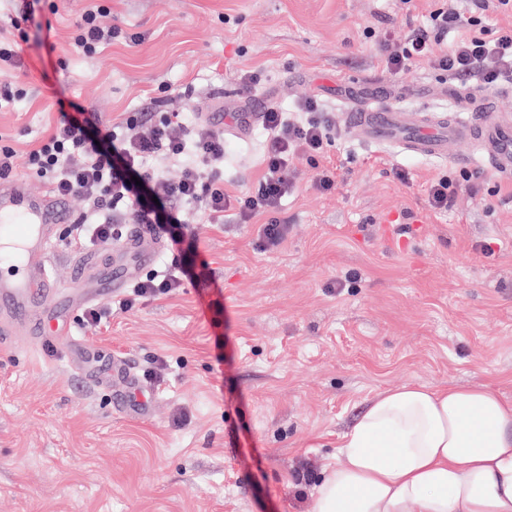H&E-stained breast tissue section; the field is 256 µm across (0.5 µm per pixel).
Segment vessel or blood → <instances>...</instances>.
Here are the masks:
<instances>
[{
  "label": "vessel or blood",
  "mask_w": 512,
  "mask_h": 512,
  "mask_svg": "<svg viewBox=\"0 0 512 512\" xmlns=\"http://www.w3.org/2000/svg\"><path fill=\"white\" fill-rule=\"evenodd\" d=\"M402 93L399 87L377 86L346 97L347 126L366 143L426 158H447L451 144L468 142L484 153L492 170L512 174V119L497 112L494 100L456 91L454 111L407 112L394 105ZM72 218L64 198L32 192L21 180L0 181L1 337L22 327L37 344L55 347L67 335L73 293L50 272L48 252L59 225ZM160 238L154 225H136L123 246L133 265L106 268L93 280L86 277L89 259L79 260L76 278L88 280L87 297L114 292L133 279L136 268L155 260Z\"/></svg>",
  "instance_id": "obj_1"
}]
</instances>
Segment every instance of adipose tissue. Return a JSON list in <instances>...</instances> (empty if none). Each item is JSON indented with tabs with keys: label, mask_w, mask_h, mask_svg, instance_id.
Returning <instances> with one entry per match:
<instances>
[{
	"label": "adipose tissue",
	"mask_w": 512,
	"mask_h": 512,
	"mask_svg": "<svg viewBox=\"0 0 512 512\" xmlns=\"http://www.w3.org/2000/svg\"><path fill=\"white\" fill-rule=\"evenodd\" d=\"M311 512H512V400L491 387L377 393Z\"/></svg>",
	"instance_id": "adipose-tissue-1"
}]
</instances>
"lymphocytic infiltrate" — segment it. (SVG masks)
<instances>
[{"instance_id": "1", "label": "lymphocytic infiltrate", "mask_w": 512, "mask_h": 512, "mask_svg": "<svg viewBox=\"0 0 512 512\" xmlns=\"http://www.w3.org/2000/svg\"><path fill=\"white\" fill-rule=\"evenodd\" d=\"M473 2L474 11L465 14L431 11L425 27L411 30L403 42L384 49V71L398 77L415 62L424 61L477 92L511 78L512 29L486 39L480 13L485 0ZM75 31L72 47L85 55L95 54L100 44L122 34L118 27L101 26L91 10L81 15ZM436 41L444 45L437 54L431 49ZM59 112L53 131L29 154L31 171L61 197L78 194L100 209L119 206L134 223L156 225L179 250L195 238L189 227L193 211L213 221L229 210L244 223L267 216L260 228L262 243L278 246L288 227L277 212L294 186L287 172L297 159L312 162L322 156L331 137L330 124L316 101L303 104L299 120L278 106H267L262 123L272 136L266 149V173L232 198L224 193L223 132L189 128L182 118L168 113L147 129L137 112L129 113L119 125L103 127L94 113L73 101L60 102ZM163 159L180 165L178 180L165 177L159 166ZM187 282L197 286L201 279L193 266L176 265L173 272L137 282L121 308L132 310L141 300L169 294Z\"/></svg>"}]
</instances>
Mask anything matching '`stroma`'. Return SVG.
I'll use <instances>...</instances> for the list:
<instances>
[{"mask_svg":"<svg viewBox=\"0 0 512 512\" xmlns=\"http://www.w3.org/2000/svg\"><path fill=\"white\" fill-rule=\"evenodd\" d=\"M24 22L28 95L0 110L11 177L46 186L28 154L60 117L58 99L105 124L184 112L220 128L218 113L319 100L333 135L318 165L299 161L279 216L285 241L263 248L260 218L195 227L185 286L108 316L71 320L73 340L121 359L153 397L142 415L116 406L118 381H92L33 342L0 344V512H310L336 443L369 398L403 384L491 385L512 398V176L457 145L431 161L392 154L345 127L341 94L389 82L377 33L403 41L438 8L468 0H55ZM139 34L92 56L69 42L80 15ZM257 77L253 88L245 78ZM224 192L264 175L267 133L226 134ZM336 174L316 188L320 169ZM483 172L479 194L430 209L442 176ZM405 179H398V172Z\"/></svg>","mask_w":512,"mask_h":512,"instance_id":"stroma-1","label":"stroma"}]
</instances>
